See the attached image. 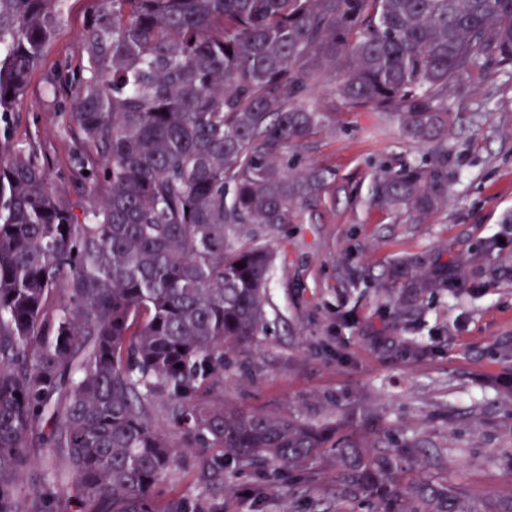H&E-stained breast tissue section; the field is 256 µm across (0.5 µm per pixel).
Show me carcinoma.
<instances>
[{"label": "carcinoma", "instance_id": "carcinoma-1", "mask_svg": "<svg viewBox=\"0 0 512 512\" xmlns=\"http://www.w3.org/2000/svg\"><path fill=\"white\" fill-rule=\"evenodd\" d=\"M66 3L0 0L3 137ZM94 4L83 63L64 75L87 194L52 184L33 152L0 156V512H218L209 495L162 500L185 448L214 450L210 490L226 457L298 472L328 450L338 497L369 496L374 512H476L462 485H400L442 453L346 432L367 412L313 427L224 407V361L266 331L274 262L258 236L234 238L291 224L326 193L325 170L291 175L278 161L326 119L307 105L315 86L335 83L345 107L426 148L429 165L385 168L370 195L423 219L448 204V101L488 67L512 75V0ZM505 242L512 216L480 254ZM467 278L461 259L401 262L392 322ZM32 448L46 454L28 483Z\"/></svg>", "mask_w": 512, "mask_h": 512}]
</instances>
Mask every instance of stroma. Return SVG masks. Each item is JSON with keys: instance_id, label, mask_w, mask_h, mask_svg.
<instances>
[{"instance_id": "1", "label": "stroma", "mask_w": 512, "mask_h": 512, "mask_svg": "<svg viewBox=\"0 0 512 512\" xmlns=\"http://www.w3.org/2000/svg\"><path fill=\"white\" fill-rule=\"evenodd\" d=\"M92 9L68 0L0 142L42 156L51 182L67 188L77 148L60 110L66 97L43 90L58 67L81 64ZM310 103L330 118L289 150L288 165L328 169L329 192L297 223L256 228L275 255L268 327L225 367V405L322 425L361 404L390 442L419 435L443 449L440 466L418 465L406 480L462 484L478 510L512 498V244L490 260L477 251L512 213V78L488 74L453 102L463 121L448 133V205L422 223L372 207L369 194L383 165L424 164L426 149L375 113L341 106L333 85H317ZM407 255L426 265L468 257L469 279L456 297L419 295L396 327V294L363 280ZM219 502L223 512H373L365 496L337 497L328 458L305 472L225 459Z\"/></svg>"}]
</instances>
